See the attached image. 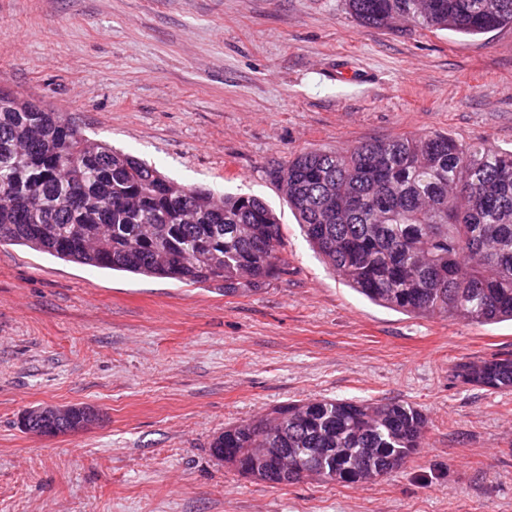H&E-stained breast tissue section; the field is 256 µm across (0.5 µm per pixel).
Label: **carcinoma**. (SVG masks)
I'll return each instance as SVG.
<instances>
[{
	"label": "carcinoma",
	"mask_w": 512,
	"mask_h": 512,
	"mask_svg": "<svg viewBox=\"0 0 512 512\" xmlns=\"http://www.w3.org/2000/svg\"><path fill=\"white\" fill-rule=\"evenodd\" d=\"M362 25L404 19L476 36L512 25V0H346ZM312 249L369 301L404 314L512 321V151L441 133L305 151L270 170ZM133 275L256 290L288 273L275 211L217 197L88 137L67 114L0 89V245ZM453 378L512 388V355L459 362ZM427 420L399 402L294 401L224 428L210 448L249 468L264 449L325 483L402 468Z\"/></svg>",
	"instance_id": "obj_1"
}]
</instances>
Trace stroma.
<instances>
[{
    "mask_svg": "<svg viewBox=\"0 0 512 512\" xmlns=\"http://www.w3.org/2000/svg\"><path fill=\"white\" fill-rule=\"evenodd\" d=\"M0 86L181 184L263 198L288 261L227 294L0 245V512H512V390L452 376L512 355V323L372 304L313 252L267 174L428 131L511 151L512 26L388 31L345 0H0ZM321 398L409 404L424 447L355 485H273L212 456L225 427ZM45 404L102 418L22 430ZM80 408L84 411V417L80 421H71L69 420V423L67 426L61 430L56 429L53 422L60 418V416H63L65 412L69 408ZM38 412L41 413L44 418L47 419L46 424H48L47 428H43L40 431H32L28 429L27 424V417L30 412ZM101 418V413L98 409H96L94 406L90 405H84V404H72V405H46L42 407H38L35 410L29 411L26 414H24L21 418L20 424L21 427L25 432L36 434L42 437H56L61 434L66 433H75L79 431H83L85 429H88L98 423V421Z\"/></svg>",
    "mask_w": 512,
    "mask_h": 512,
    "instance_id": "1",
    "label": "stroma"
}]
</instances>
